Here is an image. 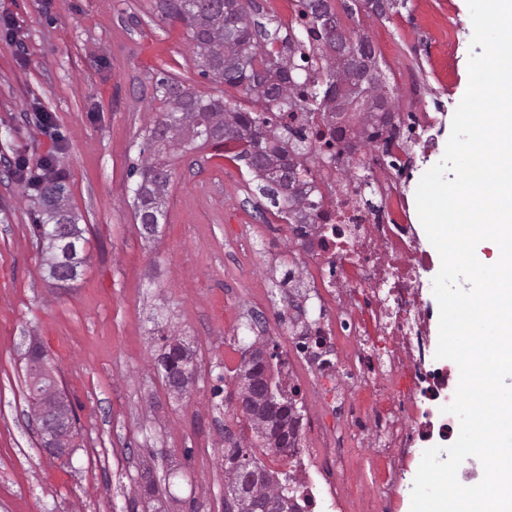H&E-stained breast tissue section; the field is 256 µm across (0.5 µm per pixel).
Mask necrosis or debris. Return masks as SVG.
Listing matches in <instances>:
<instances>
[{
	"label": "necrosis or debris",
	"mask_w": 512,
	"mask_h": 512,
	"mask_svg": "<svg viewBox=\"0 0 512 512\" xmlns=\"http://www.w3.org/2000/svg\"><path fill=\"white\" fill-rule=\"evenodd\" d=\"M401 113L375 142L365 182L348 180L361 144L357 113L339 123L318 112H298L291 124L307 127L316 154L328 164L312 181L322 201L317 223L306 225L299 255L307 275L324 280L326 297L318 320L301 325L294 350H281L270 373L283 386L297 382L296 371L340 378L341 389L360 397L364 425L357 434L381 466L372 497L361 512H377L380 501L402 490L413 460L416 439L428 434V406L441 393H455L460 373L449 364L426 373V319L419 294L420 272L429 258L421 250L412 225L398 223L408 210L407 196L397 180L400 168L425 151L432 116L414 113L403 128ZM339 138H331L334 128ZM305 427H298L295 445L287 449L288 464L301 480L297 496L305 512H342L348 495L344 475L321 483L317 459L334 460L336 441L319 439L307 445Z\"/></svg>",
	"instance_id": "1"
}]
</instances>
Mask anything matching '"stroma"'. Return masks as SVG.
<instances>
[{
  "label": "stroma",
  "instance_id": "35a3bbf8",
  "mask_svg": "<svg viewBox=\"0 0 512 512\" xmlns=\"http://www.w3.org/2000/svg\"><path fill=\"white\" fill-rule=\"evenodd\" d=\"M373 45L395 103L417 74L445 106L432 146L400 180L414 196L441 160L468 85L469 42L448 55L453 29L471 28L467 0H407L385 18H347ZM243 101L201 76L185 26L164 0H0V512H155L139 478L151 468L164 512H224V435L259 449L233 396L254 342V321L281 330L291 300L319 289L283 284L279 258L295 236L254 192L231 151L205 145L169 157L171 183L158 233L141 236L134 179L145 135L160 117L154 76ZM69 185L87 238L78 279L58 287L42 269L31 176L43 160ZM409 222L431 262L422 273L427 335L437 343L440 269L417 211ZM195 352L190 392L166 386L155 359L165 337ZM39 342L62 381L79 435L70 462L48 459L27 427ZM268 471L286 461L261 453Z\"/></svg>",
  "mask_w": 512,
  "mask_h": 512
}]
</instances>
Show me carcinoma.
<instances>
[{"label": "carcinoma", "mask_w": 512, "mask_h": 512, "mask_svg": "<svg viewBox=\"0 0 512 512\" xmlns=\"http://www.w3.org/2000/svg\"><path fill=\"white\" fill-rule=\"evenodd\" d=\"M301 17L314 40L305 41L291 34L280 35V27H267L248 16L244 0H168V13L186 27L193 60L201 75L239 90L250 103L245 108L221 97L207 96L161 72L155 78L154 98L163 105L162 118L156 121L143 151L148 156L132 164L129 174L136 178L135 221L159 223L170 177H160L166 167L164 154L154 147L156 133L163 128L170 149L189 150L195 140L187 139L191 130L212 133L217 141H235L243 145L237 158L257 180L256 190L290 224H313L319 218L318 203L310 199L307 176L310 169L302 158L309 153L307 135L301 129L271 124L268 114L275 112H334L340 117L349 110L362 113L367 141L380 136V128L393 112L390 97L380 79L376 54L370 53L368 78L359 81L336 45L346 47L368 42L352 32L329 40L319 22V12L333 13L330 0H300ZM366 11L382 18L397 3L406 0H361ZM302 63L318 65L314 76L292 74L294 57ZM53 190L39 195L43 218L37 219L35 232L43 224L64 221L79 226L78 217L68 208L69 188L63 176L52 177ZM165 347L158 358L167 386L184 393L187 370L196 371L193 352L176 339L163 337ZM268 362L239 368V398L242 413L251 423L258 439L276 452L294 445L296 399L273 381ZM261 384L282 403L274 413L269 399L254 391ZM224 481L237 494L238 512H250L254 501L277 499L282 512H299L294 499L295 480L282 479L267 471L252 451L236 442L224 449Z\"/></svg>", "instance_id": "1"}]
</instances>
